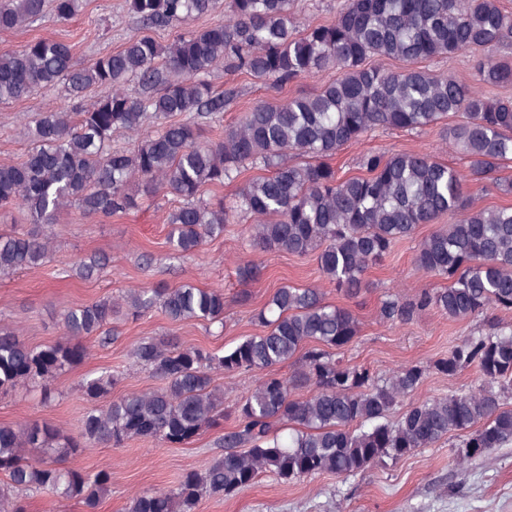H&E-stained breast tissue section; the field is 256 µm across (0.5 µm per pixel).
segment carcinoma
Returning <instances> with one entry per match:
<instances>
[{"label":"carcinoma","instance_id":"obj_1","mask_svg":"<svg viewBox=\"0 0 512 512\" xmlns=\"http://www.w3.org/2000/svg\"><path fill=\"white\" fill-rule=\"evenodd\" d=\"M147 29H166L215 14L224 0H127ZM60 21L79 0H3L0 31L42 19L46 7ZM230 17L203 30L186 29L162 45L152 36L128 40L81 67L73 47L42 38L0 51V102L67 85V110L39 114L35 144L24 159L0 165V209L17 207L28 229L0 232V275L52 261L46 225L72 205L90 216L125 214L138 195H173L172 254H195L224 226L251 220V241L262 251L316 255L321 276L355 295L367 270L419 226L451 215L454 221L422 238L415 264L448 287L413 299L390 296L379 310L388 325L408 324L435 308L453 320L512 310V206L482 207L467 182L492 178L512 158V98L493 89L512 85V13L499 0H340L327 24L299 31L293 0H229ZM483 51L473 79L459 81L422 68L393 72L379 61H422ZM230 63L282 87L322 71L336 75L312 94L277 105L259 103L218 140L203 126L220 122L234 100L210 77ZM138 82L132 96L125 86ZM111 93L92 104V86ZM455 116L448 140L469 159L468 174L420 152H369L364 176L342 178L328 162L369 132L424 130ZM136 137L112 147V133ZM268 174L246 180L231 204L204 192L250 169ZM138 181L140 194L129 191ZM170 320L224 326V291L137 288L118 298L73 307L62 319L63 339L32 348L0 330V390L20 385L48 394L53 382L88 355L86 340H107L114 315L136 319L153 308ZM264 331L218 353L163 339L142 340L136 364L163 382L156 390L112 398L110 374L87 376L81 390L93 406L77 436L48 422L0 425V512H26L25 496L45 493L79 500L97 512L111 476L64 463L86 449L122 447L139 438L184 445L208 429L232 426L218 437L224 455L184 473L167 491L135 496L127 512H193L206 497H230L264 472L285 483L331 474L348 476L386 459L398 461L450 434L462 437L457 463L483 457L512 441V324L490 321L489 333L460 341L431 365L402 366L380 379L344 364L333 350L359 333L357 317L328 304L318 288L281 287L256 314ZM291 375L280 373L285 364ZM473 368L478 385L467 393L414 402L396 419L390 412L416 392L433 369L453 376ZM254 374L255 388L232 409L212 373ZM309 389L299 395L295 390ZM40 453L29 457L26 449Z\"/></svg>","mask_w":512,"mask_h":512}]
</instances>
